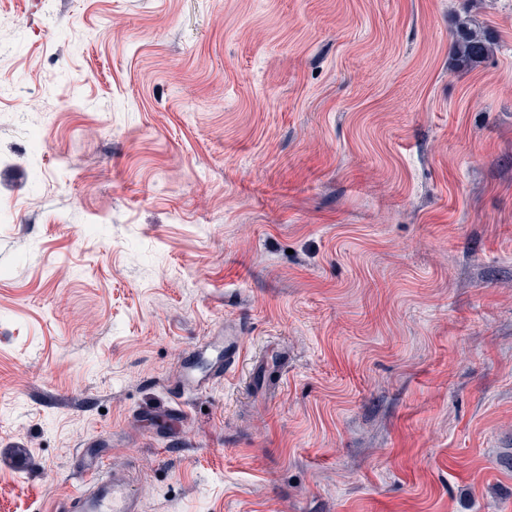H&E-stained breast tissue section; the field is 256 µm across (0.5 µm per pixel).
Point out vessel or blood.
I'll return each mask as SVG.
<instances>
[{
    "label": "vessel or blood",
    "instance_id": "obj_1",
    "mask_svg": "<svg viewBox=\"0 0 512 512\" xmlns=\"http://www.w3.org/2000/svg\"><path fill=\"white\" fill-rule=\"evenodd\" d=\"M244 338L231 331L224 336H214L206 349L211 360L207 370L187 364L181 380L186 391H201L216 380L226 377L240 360ZM81 483L68 498L57 502L53 512H139V504L131 494L128 477L112 472L102 458L92 456L89 449H82L78 462Z\"/></svg>",
    "mask_w": 512,
    "mask_h": 512
}]
</instances>
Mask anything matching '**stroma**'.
I'll list each match as a JSON object with an SVG mask.
<instances>
[{"label": "stroma", "mask_w": 512, "mask_h": 512, "mask_svg": "<svg viewBox=\"0 0 512 512\" xmlns=\"http://www.w3.org/2000/svg\"><path fill=\"white\" fill-rule=\"evenodd\" d=\"M82 447L140 512H512V0H0V512ZM488 51V45L480 30L462 22L455 33L453 52L458 67L474 66ZM227 335V336H225ZM210 345L201 353V357L212 355L206 371H200L193 360L196 354L193 348L186 355V368L182 375L181 387L185 391H202L216 380L226 378L240 360L244 347V336L239 331L226 330L224 336H210Z\"/></svg>", "instance_id": "obj_1"}]
</instances>
